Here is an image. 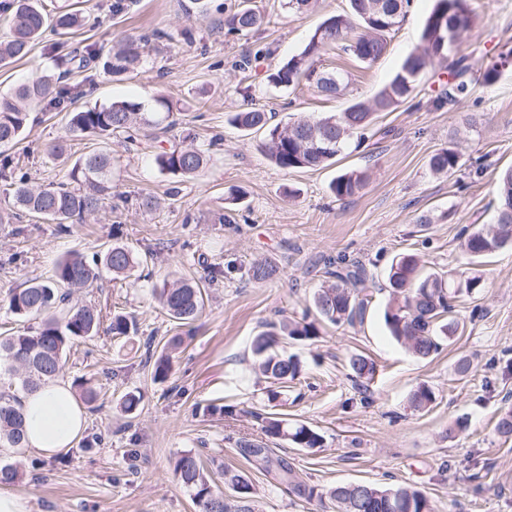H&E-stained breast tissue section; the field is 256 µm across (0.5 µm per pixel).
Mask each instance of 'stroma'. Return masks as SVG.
Instances as JSON below:
<instances>
[{
    "label": "stroma",
    "instance_id": "stroma-1",
    "mask_svg": "<svg viewBox=\"0 0 512 512\" xmlns=\"http://www.w3.org/2000/svg\"><path fill=\"white\" fill-rule=\"evenodd\" d=\"M113 15L112 0H43L47 12L75 9L80 27L49 35L20 61L0 68V93L57 68L74 48L110 49L120 41L149 36L141 66L114 77L103 69L68 77L76 87L74 106L161 94L174 105L175 125L163 142L117 135L112 156V196L88 223L59 225L22 215L0 224V334L26 328L8 309L9 293L25 281L48 277L64 254H100L120 225L121 241L137 256L130 277L104 274L97 287L75 301L134 319L137 330L115 339L106 333L77 341L60 375L69 384L87 380L100 398L86 406L87 428L67 452L43 457L25 449L0 448V460L16 464L21 477L14 492L26 495L31 512H194L191 494L173 473V460L196 450L212 463L223 484V468L247 469L237 444L259 436L251 410L262 404L264 382L249 345L261 326L300 319L306 299L324 280L325 264L343 255L362 261L373 278L374 299L363 323L327 325L318 337L285 344L302 365L298 380L285 388L279 413L318 431L323 445L274 448L308 483L321 487L368 481L382 487L406 484L429 498L434 512H512V440L495 425L512 406V251L472 260L460 250V233L472 224L496 221L495 184L512 168V66L491 86H476L463 104L438 105L448 81L445 64L427 66L411 97L379 113L360 146H349L338 163L286 172L270 163L263 134L241 133L230 125L237 112L274 111L281 122L317 119L351 102H368L420 44L425 18L435 0H411L405 20L388 36L385 54L366 64L339 50L327 51L317 66L349 71L343 96L326 100L307 87L288 91L267 85L265 74L303 51L315 29L348 9V0H317L294 17L282 0H251L266 18L256 30L227 31L226 18L241 0H223L224 11L202 17L192 0H131ZM475 22L455 53L480 71L512 49V0H472ZM66 133L64 113L31 104L19 142L0 148L8 161L0 176V213L13 210V183L27 175L40 186L65 178L93 143L71 140L66 157L50 145ZM194 143L209 160L197 175L160 173L153 162L158 145ZM460 150L461 165L450 176L428 166L437 150ZM367 176L363 189L336 200L330 182L346 171ZM240 191L234 209L225 200ZM153 195L161 206L140 209ZM227 223H219L221 215ZM428 225H420V216ZM416 253L425 270L481 276L479 296L463 298L455 312L456 337L439 355L418 360L388 334L383 309L386 273L399 253ZM267 261L279 276L258 283L253 263ZM222 276L210 285L202 315L190 328L177 326L151 294L153 285L182 278ZM184 344L173 354L167 380H154L147 353H160L174 336ZM367 354L377 374L367 393L349 377L351 353ZM467 377H459L460 359ZM427 384L436 402L426 412L409 406L411 392ZM140 404L135 414L120 410L127 393ZM467 418L464 432L448 427ZM260 512H321L317 503L298 501L285 487L253 475Z\"/></svg>",
    "mask_w": 512,
    "mask_h": 512
}]
</instances>
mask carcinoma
<instances>
[{"label":"carcinoma","instance_id":"1","mask_svg":"<svg viewBox=\"0 0 512 512\" xmlns=\"http://www.w3.org/2000/svg\"><path fill=\"white\" fill-rule=\"evenodd\" d=\"M410 0H349V11L328 17L315 30L304 50L283 64L267 70V84L289 89L306 85L325 99H335L349 85V74L341 69L321 70L313 57L323 51L340 49L362 63L378 60L386 51L387 15L395 13L403 20ZM10 32L0 40V66L26 57L46 30L64 34L80 25V14L60 10L51 15L41 0H11ZM471 0H436L425 19L420 46L408 54L394 77L369 103L355 102L344 111L320 119H298L274 122L275 114L264 109L238 112L232 123L244 131L266 134L265 149L270 160L280 169H315L329 165L347 147L353 136L364 135L378 112H390L405 102L417 79L415 72L425 69L433 60L448 57L449 29L461 26L467 30L474 22ZM265 22L264 16L249 6L238 9L229 19L230 29L252 31ZM64 72L43 74L0 94V145L18 139L26 124L27 106L39 103L52 111L66 112V136L52 147L51 153L62 157L70 150L69 137H84L102 143L78 158L68 180L32 187L24 180L16 182L14 207L21 213L52 221L67 230L73 219L83 220L96 213L104 200L112 195L111 156L104 144L112 135L130 133L143 127L161 133L174 125L173 106L163 97L154 98V108L147 112L143 103L123 99L106 105L69 109L71 89L64 78L74 73L101 67L109 74L122 76L140 64L137 44L127 40L107 55L90 45L66 55ZM470 67L459 59L448 79L441 98L453 103L471 99L472 83L493 85L500 76L498 64L486 67L474 78ZM461 153L455 146L442 148L429 159L436 175L450 176L460 167ZM157 168L165 173L191 176L207 164L206 152L194 147H159L155 157ZM363 174L350 171L337 176L330 193L338 200L357 194L364 186ZM497 220L494 224H473L463 229L462 251L473 258H484L512 247V169L504 171L496 185ZM138 265V259L126 246L114 243L99 258L89 262L77 254H67L55 264L48 280H33L13 291L8 308L16 316L38 320V327L9 336H0V375L19 376L21 388L29 393L58 378L67 353L79 339L97 335L101 311L93 305L72 302L74 290L92 288L103 272L113 278L124 276ZM256 282L276 278L278 268L257 262L250 268ZM388 301L383 319L389 335L413 357L425 360L438 354L445 341L454 337L458 322L453 318L456 299L465 294L473 297L483 288L477 275L456 279L444 271L424 272L415 254H402L392 262L386 278ZM166 314L180 325L193 323L203 312L206 289L196 283L167 282L152 289ZM372 291L365 265L339 256L328 265L326 280L308 299L306 314L313 320H284L264 325L253 336L251 354L268 382L263 408L252 412L262 422V437L239 442L240 453L250 468L265 476L272 485H286L298 499L318 500L327 512H433L429 499L418 489L407 485L381 488L358 481L320 488L304 481L294 465L275 458L269 443L282 440L297 448H319L322 436L302 423L290 424L272 411L279 389L301 373L299 361L278 351L288 339L311 340L319 333L321 323L353 325L363 322L371 305ZM136 324L124 314L112 316L109 332L116 338L129 335ZM351 380L366 388L374 379L376 364L367 356L353 353L348 360ZM172 369L169 355L162 353L153 365L154 378L164 381ZM436 401L435 392L426 384L417 386L409 397L416 411L429 410ZM24 438V419L16 395L0 394V447L19 448ZM175 474L192 495L195 512H259L256 489L250 473L224 470V489L212 484L199 454L187 450L179 454L173 465Z\"/></svg>","mask_w":512,"mask_h":512}]
</instances>
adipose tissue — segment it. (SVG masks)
I'll list each match as a JSON object with an SVG mask.
<instances>
[{
	"instance_id": "1",
	"label": "adipose tissue",
	"mask_w": 512,
	"mask_h": 512,
	"mask_svg": "<svg viewBox=\"0 0 512 512\" xmlns=\"http://www.w3.org/2000/svg\"><path fill=\"white\" fill-rule=\"evenodd\" d=\"M24 445L50 457L71 448L86 429V414L69 384L54 381L26 395Z\"/></svg>"
}]
</instances>
